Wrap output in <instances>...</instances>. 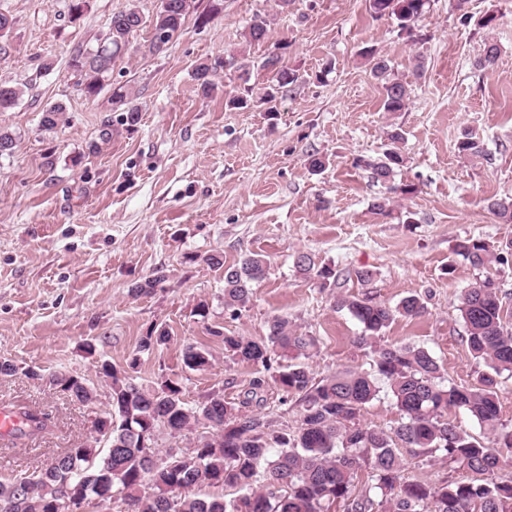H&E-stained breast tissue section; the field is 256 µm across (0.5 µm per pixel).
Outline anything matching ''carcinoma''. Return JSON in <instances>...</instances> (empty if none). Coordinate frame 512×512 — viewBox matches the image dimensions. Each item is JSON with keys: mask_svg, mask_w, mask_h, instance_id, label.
Returning a JSON list of instances; mask_svg holds the SVG:
<instances>
[{"mask_svg": "<svg viewBox=\"0 0 512 512\" xmlns=\"http://www.w3.org/2000/svg\"><path fill=\"white\" fill-rule=\"evenodd\" d=\"M164 2L166 7L157 14L155 26L167 23L171 33L182 30L192 4L189 0ZM429 2L368 0V7L371 15L395 20L398 32L410 36ZM137 11L135 0H129L112 14L108 24L112 42L105 54L80 49L72 56L71 65L87 95L94 96L103 88L129 36L146 26ZM273 24L268 15L255 14L242 33V50L265 42ZM360 56L380 84L383 111H404L410 101V84L391 78L389 60L375 51L364 48ZM498 56V44L487 39L475 65L489 68ZM236 65L233 57H216L198 63L192 77L201 94L209 97L218 89L214 74ZM263 67L273 72L281 94L299 80L296 70L281 64L278 57H267ZM22 94L21 88L0 83V112L11 110ZM112 97L115 104L125 107L128 119H136L139 109L132 103V92L119 87ZM229 104L235 108L262 106L274 112L277 97L267 93L255 98L253 90L245 87ZM63 111L60 103L43 108L42 127L55 128ZM401 139L400 131H391L388 148L380 157L359 158L356 164L371 169L380 183L394 181L404 166L397 146ZM457 150L468 157L486 156L481 142L469 133L458 140ZM488 209L503 222H512V201L493 200ZM452 252L480 271L506 261L493 246L476 238L457 240ZM207 261L224 268V310L233 316L248 307L254 288L270 269L258 253L229 266L221 255L211 254ZM295 269L321 279L324 288L338 285L334 267L318 266L308 254L296 257ZM492 280L488 274L476 278L459 306L463 340L487 368L472 387L444 384L442 366L420 346L381 342L396 316L416 317L424 312V304L415 295L394 307L357 295H338L336 305L362 325L355 343L371 350V362L367 369H346L320 378L305 363L317 339L299 332L284 316L268 320L267 334L260 339L211 331L222 338L229 357L261 367L237 403L212 393L192 404L176 382L148 390L104 362L100 371L112 378L110 409L97 421L105 451L93 446L68 448L36 474L0 480V512H65L60 504L66 499L71 501V512H79L94 501H104L102 495L114 487L131 512H331L337 503L343 512H512V476L499 475L500 449L512 454V428L500 422L497 393L498 377L505 372L512 375V326L506 322L505 296L500 288L492 287ZM167 340L165 331L152 329L142 338L141 349L153 350ZM210 361L208 350L193 344L185 348L186 368L202 370ZM54 381L72 401L87 403L96 396V390L80 376L61 373ZM270 381L284 394L279 402H286L290 395L297 398L300 417L296 424L276 426L266 415L250 409L267 406L264 393ZM383 384L399 414L397 426L390 430L365 425L360 419ZM452 408L463 410L491 433L493 445L450 421L448 410ZM8 414L22 419L19 439L35 438L47 429L46 418L34 409L19 406ZM194 426L210 429L212 434L191 451L159 447L160 434L176 439ZM403 450L414 458L440 451L476 477L439 485L409 480L403 474ZM362 471L365 479L357 485ZM196 484L222 486L237 496L226 500L182 493Z\"/></svg>", "mask_w": 512, "mask_h": 512, "instance_id": "carcinoma-1", "label": "carcinoma"}]
</instances>
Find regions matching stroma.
Here are the masks:
<instances>
[{"label": "stroma", "instance_id": "1", "mask_svg": "<svg viewBox=\"0 0 512 512\" xmlns=\"http://www.w3.org/2000/svg\"><path fill=\"white\" fill-rule=\"evenodd\" d=\"M126 3L86 0L75 17L71 0H0V11L14 19L0 82L24 90L16 107L0 112V129L16 141L0 156V358L19 367L0 375V402L49 416L36 441L0 438V457L14 458L15 475L39 472L64 449L94 444V421L112 384L98 371L104 362L132 369L150 389L177 381L192 403L218 390L230 400L256 368L227 357L214 330L257 338L270 318L285 316L317 338L308 361L317 376L366 367L370 352L355 343L361 326L335 305L340 292L391 306L419 296L422 316L396 318L385 341L426 348L446 384H476L485 365L463 340L459 305L479 273L462 262L454 275L446 269L456 239L496 248L512 241V223L487 208L490 200L512 198V0H469L464 14L453 0H430L411 38L390 19H374L367 0H292L284 14L276 0H197L163 53L144 52L148 32H134L102 90L87 97L71 57L95 46ZM490 10L497 21L482 27ZM258 12L276 17L270 38L241 52L242 33ZM488 38L500 54L480 69L475 59ZM366 45L410 84L405 111H383L379 86L358 55ZM278 46L302 82L276 111L227 107L225 94L246 86L260 93L270 84L273 74L262 63ZM238 54L243 76L217 74L220 95L202 97L195 65ZM418 54L419 75L412 67ZM118 87L133 91L136 122L113 103ZM53 103L65 112L47 131L42 110ZM394 127L404 133L405 158L395 181L417 191L394 195L385 215L372 208L382 185L353 161L380 156ZM466 132L480 137L485 157L458 153ZM312 152L327 158L324 171L307 168ZM301 252L342 272L341 289L297 274ZM216 253L229 264L259 253L270 265L235 318L224 312L223 269L205 261ZM358 269L372 270V281H358ZM159 271L165 279L151 294L131 295ZM202 300L209 305L203 317L196 313ZM155 325L166 328L169 342L141 350ZM190 344L210 351L211 366L184 367ZM28 368L45 383L29 380ZM58 372L88 379L97 401H70L47 381ZM404 475L437 484L472 473L436 452L407 459Z\"/></svg>", "mask_w": 512, "mask_h": 512}]
</instances>
